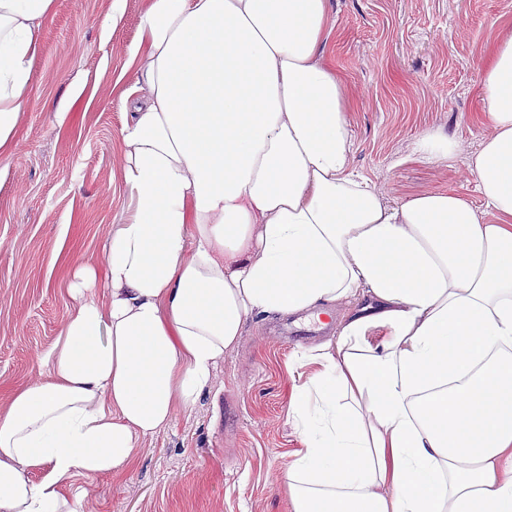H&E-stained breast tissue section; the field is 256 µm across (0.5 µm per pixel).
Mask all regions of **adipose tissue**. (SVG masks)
Wrapping results in <instances>:
<instances>
[{"label":"adipose tissue","instance_id":"obj_1","mask_svg":"<svg viewBox=\"0 0 512 512\" xmlns=\"http://www.w3.org/2000/svg\"><path fill=\"white\" fill-rule=\"evenodd\" d=\"M56 0H0V156ZM328 0H152L120 130L135 209L75 265L0 409V512H74L212 386L249 318L346 304L288 405L291 512H512V30L486 61L485 211L351 165Z\"/></svg>","mask_w":512,"mask_h":512}]
</instances>
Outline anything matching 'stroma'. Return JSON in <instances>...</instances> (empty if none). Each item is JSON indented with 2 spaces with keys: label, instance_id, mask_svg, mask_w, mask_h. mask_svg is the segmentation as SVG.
<instances>
[{
  "label": "stroma",
  "instance_id": "1",
  "mask_svg": "<svg viewBox=\"0 0 512 512\" xmlns=\"http://www.w3.org/2000/svg\"><path fill=\"white\" fill-rule=\"evenodd\" d=\"M152 0H57L30 78V105L10 158H0V405L37 376L57 338L73 262L102 259L104 229L129 218L119 130L135 81L129 50ZM323 62L350 101L353 168L400 203L429 189L485 201L469 157L486 132L483 61L512 0H329ZM72 106L58 113L61 99ZM441 130L462 149L447 163L412 152ZM295 318L256 316L192 409L140 443L122 479L79 477L77 512H289L284 485L300 447L287 420L292 378L330 331L298 333Z\"/></svg>",
  "mask_w": 512,
  "mask_h": 512
}]
</instances>
